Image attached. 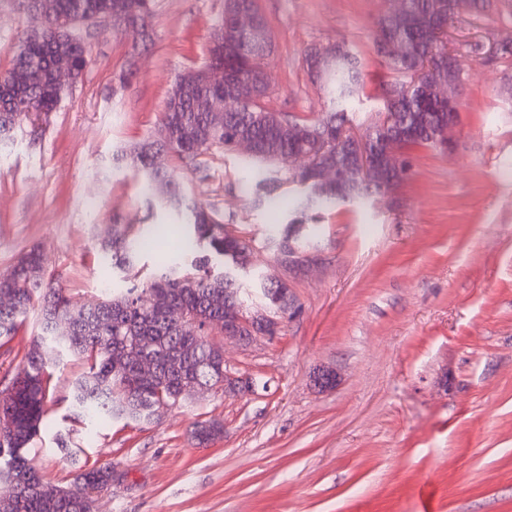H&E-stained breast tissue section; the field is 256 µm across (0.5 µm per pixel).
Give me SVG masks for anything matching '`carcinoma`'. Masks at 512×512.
Instances as JSON below:
<instances>
[{
  "mask_svg": "<svg viewBox=\"0 0 512 512\" xmlns=\"http://www.w3.org/2000/svg\"><path fill=\"white\" fill-rule=\"evenodd\" d=\"M459 7L448 10V0H403L413 28L403 31L405 57L387 58L392 72L404 78L387 92L383 111L363 134L381 151L403 152L413 146H436L448 124L456 117L446 107L427 98L422 86L408 74L410 63L427 72L435 83L448 78V70L436 67L435 56L446 50L448 21L460 14L472 0H456ZM58 18L38 35L26 31L19 41L12 63L0 69V139L11 136L24 121H35L55 111L68 88L56 84L51 67L53 55L69 53L79 79L88 65L86 45L76 23L97 21V15L112 11L124 17V28L143 34L151 13V0H58ZM218 30L224 42H210L206 63L222 66L236 81L235 104L214 123L209 112L194 106L197 94L185 91L180 81L171 85L161 109L154 134L129 149L116 161L126 162L144 176L142 191L164 207L186 216L188 232L184 249L190 256L185 266L162 269L150 280L97 301L74 302L64 289L33 278V267L44 268L45 259L35 248L25 252L10 269L0 274V295L11 296V304L0 305V338L11 336L29 312L39 311L41 335L25 356L23 368L0 391V479L13 483L14 496L0 502V512H44L43 500L51 497L52 512H85L67 488L55 486L32 471L25 454L40 432L45 419L51 373L48 368L67 351L81 357L85 372L71 385L72 412L87 414L94 408L128 423L148 424L158 404L175 406L197 383L224 391V358L212 353L207 336L224 332V305L238 308L259 329L274 321L252 317L240 295L237 279L222 267L229 261L238 269L250 265L251 247L240 235L229 231L216 212L197 202L188 203L173 171L164 164L167 156L197 161L215 145L232 147L234 138L249 136L252 153L259 162H279L292 153L308 156L307 165L291 172V180L304 188L303 208H327L337 203L361 202L374 193L387 192L398 182L361 178L353 184L325 183L319 172L325 166L343 167L353 162L345 146L327 149L318 143L320 133L350 130L346 103L363 85L357 58L343 49L342 59L313 69L312 53L305 63L313 82L331 95V109L318 119H298L272 112L264 100L254 97L248 79L264 71L266 46L231 30V17L224 14ZM28 71L26 82L18 84V69ZM304 225L288 224L277 246L276 263L283 264L288 247L300 245ZM101 253L112 268L122 272L134 268L139 254L137 236L117 227L101 243ZM266 308L276 315L290 310L288 283L276 274L262 278ZM152 359L155 373L145 377L138 361ZM224 433L221 423L199 421L191 430L198 446H206ZM114 471L106 464L82 470L76 485L101 491L112 485Z\"/></svg>",
  "mask_w": 512,
  "mask_h": 512,
  "instance_id": "1",
  "label": "carcinoma"
}]
</instances>
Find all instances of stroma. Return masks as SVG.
<instances>
[{
	"instance_id": "stroma-1",
	"label": "stroma",
	"mask_w": 512,
	"mask_h": 512,
	"mask_svg": "<svg viewBox=\"0 0 512 512\" xmlns=\"http://www.w3.org/2000/svg\"><path fill=\"white\" fill-rule=\"evenodd\" d=\"M256 2L272 40L267 105L327 112L305 55L340 43L364 73L347 111L367 125L399 81L376 51L389 0ZM223 16L224 0H153L143 38L79 27L83 76L55 112L0 142V273L35 248L73 300L121 292L127 280L98 253L116 224L151 241L138 280L180 263L181 216L150 207L141 174L112 156L154 131L172 80L203 66ZM34 24L24 0H0V68ZM510 33L512 0L449 20L448 50L468 62L456 146L412 147L408 178L385 195L306 211L282 165L259 171L221 146L203 170L183 169L186 195L251 243L238 275L250 309H263L259 283L277 270L278 225L314 227L315 265L288 276L292 315L271 338L212 334L227 368L251 378L248 394L196 392L145 426L74 419L70 386L85 366L64 355L30 466L70 488L79 469L112 464L95 512H512V56L499 52ZM260 174L275 189L258 205ZM36 334L30 320L0 343V379ZM327 369L336 384L317 390ZM204 420L224 436L200 448L189 431Z\"/></svg>"
}]
</instances>
